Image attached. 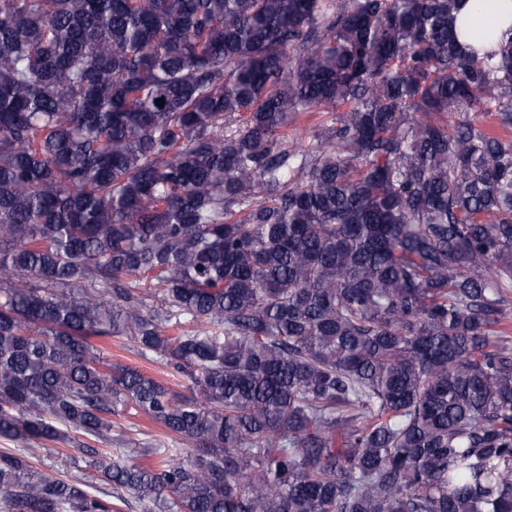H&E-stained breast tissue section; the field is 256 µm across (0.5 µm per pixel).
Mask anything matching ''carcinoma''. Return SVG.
<instances>
[{
	"instance_id": "cac0c4a2",
	"label": "carcinoma",
	"mask_w": 512,
	"mask_h": 512,
	"mask_svg": "<svg viewBox=\"0 0 512 512\" xmlns=\"http://www.w3.org/2000/svg\"><path fill=\"white\" fill-rule=\"evenodd\" d=\"M460 2L0 0V512H512V37ZM330 115L325 112H308L300 116L293 125L288 127V138L298 146L306 147L315 144L313 135L321 124L328 121ZM111 356L112 362L136 366L149 376L164 382L175 391L181 392L182 380L168 367L142 359L136 352L135 344L125 336H114L99 344ZM112 425V445L90 442L95 448H104L108 455H119L130 461H138L143 446L139 443L146 441L152 442L157 448H188L169 436L160 424L143 416L118 412L112 415ZM117 438L122 442L117 441ZM33 448H42L36 452V458L33 459V465L38 471L64 476L66 478H86L89 474L83 469H77L70 458L71 448L66 444L48 443L43 446Z\"/></svg>"
}]
</instances>
